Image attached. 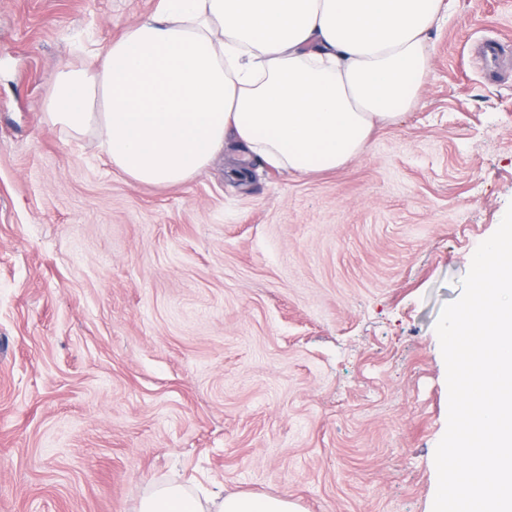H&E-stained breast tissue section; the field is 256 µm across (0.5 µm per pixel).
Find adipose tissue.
<instances>
[{
  "instance_id": "adipose-tissue-1",
  "label": "adipose tissue",
  "mask_w": 512,
  "mask_h": 512,
  "mask_svg": "<svg viewBox=\"0 0 512 512\" xmlns=\"http://www.w3.org/2000/svg\"><path fill=\"white\" fill-rule=\"evenodd\" d=\"M447 0H159L89 61L63 66L43 110L96 136L148 185L192 180L235 142L296 176L361 155L411 111ZM137 512H300L276 496L193 497L162 483Z\"/></svg>"
}]
</instances>
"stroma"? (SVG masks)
Instances as JSON below:
<instances>
[{"label":"stroma","mask_w":512,"mask_h":512,"mask_svg":"<svg viewBox=\"0 0 512 512\" xmlns=\"http://www.w3.org/2000/svg\"><path fill=\"white\" fill-rule=\"evenodd\" d=\"M157 3L0 0V512H136L170 480L432 512L435 326L512 204V0H455L415 107L344 167L242 183L228 147L165 187L42 108Z\"/></svg>","instance_id":"1"}]
</instances>
